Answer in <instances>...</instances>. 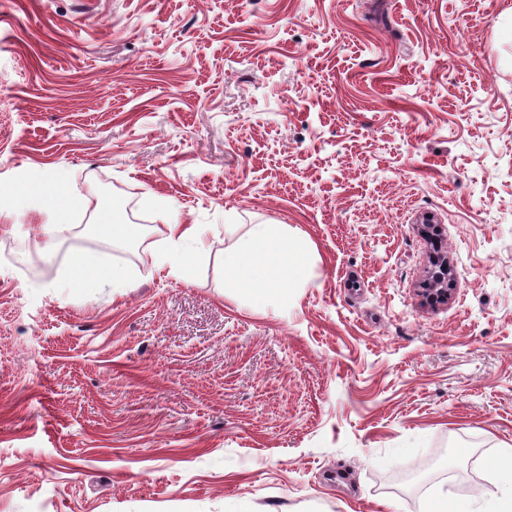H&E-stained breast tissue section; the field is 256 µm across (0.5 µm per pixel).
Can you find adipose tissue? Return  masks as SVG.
Returning <instances> with one entry per match:
<instances>
[{"label": "adipose tissue", "instance_id": "1", "mask_svg": "<svg viewBox=\"0 0 512 512\" xmlns=\"http://www.w3.org/2000/svg\"><path fill=\"white\" fill-rule=\"evenodd\" d=\"M69 204L78 210L92 211L93 219L85 227L86 233L92 236L125 244L146 235L143 225L128 222L120 211L104 206L100 200L73 194ZM224 230L232 237L222 259L225 296L250 300L257 311L274 303L287 304L289 289L306 280L312 260L304 234L289 231L282 224H252L243 232L237 225L228 224ZM155 258L180 279L193 281L199 263L206 258L198 225L167 224ZM106 284L122 292L132 287V276L120 266L109 269L99 266L87 253L71 255L62 287L89 294ZM488 477L497 492L485 501L482 512H512V448L502 449Z\"/></svg>", "mask_w": 512, "mask_h": 512}]
</instances>
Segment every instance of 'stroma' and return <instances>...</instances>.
I'll return each instance as SVG.
<instances>
[{
	"label": "stroma",
	"instance_id": "35a3bbf8",
	"mask_svg": "<svg viewBox=\"0 0 512 512\" xmlns=\"http://www.w3.org/2000/svg\"><path fill=\"white\" fill-rule=\"evenodd\" d=\"M55 177L141 245L0 217V512H424L512 448V0H0V184ZM431 216L455 263L418 290ZM207 229L186 283L169 220ZM314 244L279 313L224 227ZM128 268L58 289L71 252ZM466 457H458L460 449ZM423 223L425 224H420L419 228L433 242L434 251L430 257L426 279L419 293L425 302L432 306L447 304L456 288L454 266L448 256V250L438 244L440 242L438 225L430 224V218H425Z\"/></svg>",
	"mask_w": 512,
	"mask_h": 512
}]
</instances>
